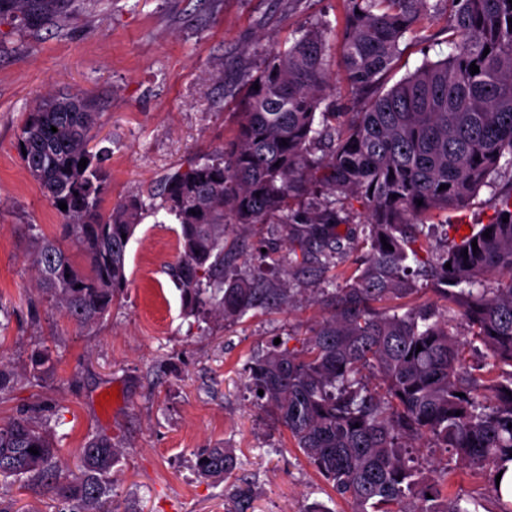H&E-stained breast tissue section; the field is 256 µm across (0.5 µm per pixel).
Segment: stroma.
Segmentation results:
<instances>
[{
    "mask_svg": "<svg viewBox=\"0 0 512 512\" xmlns=\"http://www.w3.org/2000/svg\"><path fill=\"white\" fill-rule=\"evenodd\" d=\"M343 0H74L59 26L38 31L0 20V355L21 374L49 349L37 385L0 400V421L34 405L52 409L64 464L78 473L97 434L120 448L112 468L116 512H228L235 485L253 491L252 512H354L295 448L247 387L254 356L274 342L301 347L326 313L325 278L282 262L285 235L269 223L224 228L238 272L291 282L292 303L262 302L227 320L195 318L169 276L180 228L145 213L127 252V284L101 321L80 325L38 288L34 235L61 238V217L24 168L18 134L45 96L80 90L100 112L98 136L112 150L104 208L158 193L164 178L220 150L240 122V101L263 65L262 50L323 21L341 28ZM116 391L115 399L103 393ZM232 449L228 478L205 479L196 456ZM418 461L442 494L475 498L497 512L488 473L465 468L418 441Z\"/></svg>",
    "mask_w": 512,
    "mask_h": 512,
    "instance_id": "1",
    "label": "stroma"
}]
</instances>
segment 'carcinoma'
<instances>
[{
  "instance_id": "carcinoma-1",
  "label": "carcinoma",
  "mask_w": 512,
  "mask_h": 512,
  "mask_svg": "<svg viewBox=\"0 0 512 512\" xmlns=\"http://www.w3.org/2000/svg\"><path fill=\"white\" fill-rule=\"evenodd\" d=\"M343 2L338 41L361 109H321L330 47L325 24L316 22L289 46L263 49L253 80L259 89H249L233 140L167 175L158 205L132 197L104 210L111 149L91 151L100 121L95 102L79 91L41 99L20 127V159L58 209L64 242L36 238L37 285L76 323L100 320L127 282L129 240L143 211L163 209L180 224V258L170 275L188 314L216 305L224 318L239 319L262 298L291 303L294 288L239 275L235 256L224 252V224H265L279 214L289 225L288 263L329 273L349 248L341 232L350 223L346 202L359 201L367 213L364 260L341 285L329 277L322 290L328 313L302 348L275 346L253 358L250 388L263 391L257 400L358 512L368 504L374 512H479L475 499L442 498L405 454L428 438L493 477L512 464V4ZM70 3L0 0V17L38 30L60 23ZM441 17L444 25L431 32ZM406 38H432L447 45V56L389 87ZM318 145L326 148L320 156ZM505 176L491 197L492 219L430 253L419 229L424 216L458 213ZM317 189L326 200L292 225V203ZM74 252L88 271L75 266ZM421 279L433 283L443 310L389 306L422 290ZM459 319L487 351L491 367L483 373L467 366L465 344L452 332ZM365 371L377 374L382 392L363 383ZM17 384L14 368L0 359V397ZM119 455L112 438L98 434L82 448L80 474L62 481L43 409L0 422V512H12L4 503L18 481L43 488L65 512H114L110 473ZM195 468L224 478L236 458L227 448H207ZM252 497L250 486H236L231 512H249Z\"/></svg>"
}]
</instances>
